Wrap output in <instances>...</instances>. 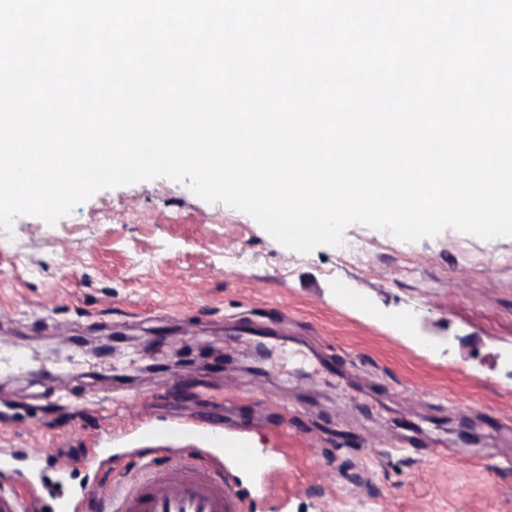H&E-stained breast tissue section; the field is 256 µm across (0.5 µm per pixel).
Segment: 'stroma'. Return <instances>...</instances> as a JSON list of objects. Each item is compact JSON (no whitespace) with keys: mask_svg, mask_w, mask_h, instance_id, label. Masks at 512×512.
I'll list each match as a JSON object with an SVG mask.
<instances>
[{"mask_svg":"<svg viewBox=\"0 0 512 512\" xmlns=\"http://www.w3.org/2000/svg\"><path fill=\"white\" fill-rule=\"evenodd\" d=\"M300 254L157 179L0 230V448L139 475L142 430L221 423L267 458L247 512H512V237ZM8 355L5 356L0 348V377L6 374L3 372V365L6 363L9 367L27 368L34 373H40L42 370L33 365V359L30 355L19 348H11L7 350Z\"/></svg>","mask_w":512,"mask_h":512,"instance_id":"1","label":"stroma"}]
</instances>
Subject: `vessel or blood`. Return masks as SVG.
Returning <instances> with one entry per match:
<instances>
[{"label":"vessel or blood","instance_id":"obj_1","mask_svg":"<svg viewBox=\"0 0 512 512\" xmlns=\"http://www.w3.org/2000/svg\"><path fill=\"white\" fill-rule=\"evenodd\" d=\"M200 438L207 447L244 467L255 471L270 468L267 459L222 428H209L201 432ZM169 453L179 460L176 470L152 468L146 459L140 475L128 484L110 482L102 497L104 512H245L248 493L239 482L191 462L183 448H170ZM47 468L45 459L32 458L19 483L1 484L0 512H81L87 496L84 487L39 494Z\"/></svg>","mask_w":512,"mask_h":512}]
</instances>
